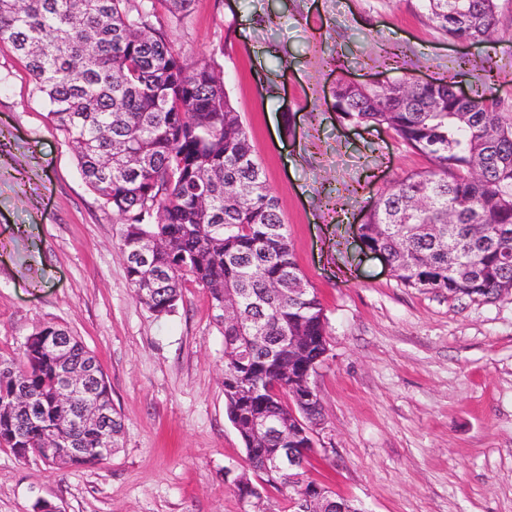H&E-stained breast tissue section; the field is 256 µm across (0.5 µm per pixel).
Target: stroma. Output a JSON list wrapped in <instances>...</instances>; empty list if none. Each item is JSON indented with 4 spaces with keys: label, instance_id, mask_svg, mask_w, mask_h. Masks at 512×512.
Masks as SVG:
<instances>
[{
    "label": "stroma",
    "instance_id": "35a3bbf8",
    "mask_svg": "<svg viewBox=\"0 0 512 512\" xmlns=\"http://www.w3.org/2000/svg\"><path fill=\"white\" fill-rule=\"evenodd\" d=\"M494 40L459 43L421 0H194L168 37L215 56L281 203L297 267L324 308V404L307 477L364 512H512V294L490 301L400 284L354 221L376 191L428 161L393 132L343 123L337 77L456 75L496 88L512 121V0ZM67 328L97 356L120 448L91 467L0 447V512H247L224 482L247 466L224 399V338L186 282L156 317L130 288L111 209L79 174L25 62L0 43V354Z\"/></svg>",
    "mask_w": 512,
    "mask_h": 512
}]
</instances>
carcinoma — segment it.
<instances>
[{
	"label": "carcinoma",
	"mask_w": 512,
	"mask_h": 512,
	"mask_svg": "<svg viewBox=\"0 0 512 512\" xmlns=\"http://www.w3.org/2000/svg\"><path fill=\"white\" fill-rule=\"evenodd\" d=\"M194 0H0V42L25 60L51 121L77 151L82 179L120 224L121 256L156 238L166 250L149 266L125 262L135 296L158 316L175 312L190 279L208 292L224 336V395L252 473L280 494L288 469L269 479L264 449L285 448L271 432L251 449L250 419L310 423L318 409H293L291 390L317 373L327 317L297 268L279 199L264 178L214 58L187 62L167 38ZM436 27L457 41L492 40L497 0H422ZM454 76L431 86L403 78L388 88L340 78V118L394 132L432 167L377 192L359 236L383 251L407 288L488 301L512 293V123L494 93L458 99ZM303 292L295 291L297 287ZM237 309L239 321L223 318ZM63 328L27 337L18 358L0 356V447L26 458L63 435L59 448L87 449L83 467L106 456L82 398L56 396L59 359L49 349ZM260 334L255 348L249 337ZM306 352L297 356L288 337ZM73 366L96 360L71 335ZM97 398L112 413V444L123 432L110 385L96 366ZM23 394L28 406L17 404Z\"/></svg>",
	"instance_id": "cac0c4a2"
}]
</instances>
